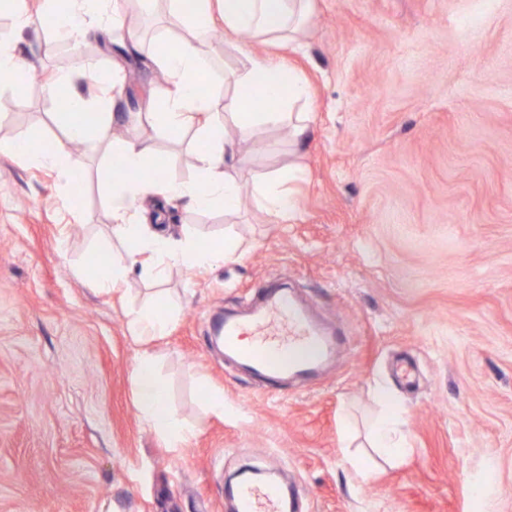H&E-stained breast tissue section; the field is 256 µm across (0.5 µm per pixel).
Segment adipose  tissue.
Listing matches in <instances>:
<instances>
[{"instance_id": "1", "label": "adipose tissue", "mask_w": 512, "mask_h": 512, "mask_svg": "<svg viewBox=\"0 0 512 512\" xmlns=\"http://www.w3.org/2000/svg\"><path fill=\"white\" fill-rule=\"evenodd\" d=\"M168 21L184 30V37L162 40L156 61L166 76L159 91V106L152 112L99 113L89 123L91 104L83 96L69 92L67 107L60 114L63 139L33 148L26 138L0 143V153L23 155L40 166L64 172L71 180L82 177V164L70 152L75 141H85L101 128L117 124L127 128L126 137L112 142V156L119 170L110 175L112 231L126 244L121 253L109 254L94 281L109 289L120 283L135 265H142L153 280H162L174 268L191 271L216 268L233 260L235 246L225 240L200 247L194 237L173 238L165 227L147 224L136 216V203L147 194L185 199L200 211H234L245 193H252L274 219L294 218L297 206L290 184L296 170L283 167L258 171L250 183H242L234 165L241 142L252 138L260 126L287 128L294 144L304 142L309 129L307 113L293 111L294 103L308 96L303 78L292 68L266 54L254 53L248 45L237 51L246 60L243 69L228 70L224 81L233 91L216 96L205 88L211 63L220 51L212 39L215 18H222L225 31L248 33L278 43L299 46L301 33L312 17V0H166ZM42 17L58 37L76 41L88 26L111 22L125 29L122 0H43ZM159 127L171 136L194 129L205 150L196 154V178L192 181L143 180L154 161L142 146L138 129L144 124ZM138 408L144 422L158 435L164 447L183 448L193 429L169 407L153 361L142 356L132 378ZM404 422L399 415L386 413L372 430L374 448L393 460L403 459L406 448Z\"/></svg>"}]
</instances>
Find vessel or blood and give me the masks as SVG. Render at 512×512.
<instances>
[{
    "instance_id": "obj_1",
    "label": "vessel or blood",
    "mask_w": 512,
    "mask_h": 512,
    "mask_svg": "<svg viewBox=\"0 0 512 512\" xmlns=\"http://www.w3.org/2000/svg\"><path fill=\"white\" fill-rule=\"evenodd\" d=\"M219 333L225 358L269 381L314 378L343 344L334 322L314 318L286 289L261 292L260 306L252 313L225 315ZM247 334L254 343L245 348L239 340ZM227 493L236 499L238 512H280L274 487L243 483L228 487Z\"/></svg>"
}]
</instances>
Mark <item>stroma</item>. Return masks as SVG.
Returning a JSON list of instances; mask_svg holds the SVG:
<instances>
[{
    "label": "stroma",
    "instance_id": "obj_1",
    "mask_svg": "<svg viewBox=\"0 0 512 512\" xmlns=\"http://www.w3.org/2000/svg\"><path fill=\"white\" fill-rule=\"evenodd\" d=\"M302 47L281 55L308 81L312 130L281 127L241 143L240 174L296 164L298 214L276 222L253 196L232 214L155 198L172 230L231 236L217 270L131 272L95 288L90 258L123 250L112 233V141L86 143L85 196L67 175L0 155V512H228L224 487L247 466L295 490L302 512H512V0H314ZM137 42L111 24L80 53L49 26L17 30L19 89L0 90V140L63 137L47 76L70 73L105 112H147L163 73L152 37L166 6L127 10ZM123 87L102 100L105 81ZM141 139L169 178L195 177L194 131ZM286 283L335 318L347 350L307 386L261 382L224 359L212 324ZM175 308L166 336L142 343L130 310ZM176 414L196 429L164 447L135 403L143 351ZM413 367L404 381L401 364ZM385 388L408 450L371 448ZM224 394V411L205 403ZM363 461L357 474L351 458Z\"/></svg>",
    "mask_w": 512,
    "mask_h": 512
}]
</instances>
